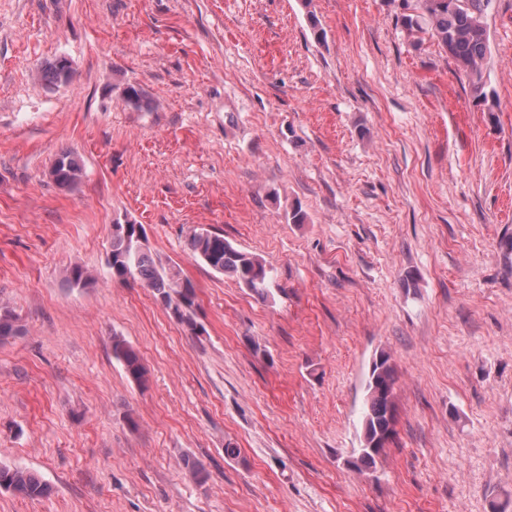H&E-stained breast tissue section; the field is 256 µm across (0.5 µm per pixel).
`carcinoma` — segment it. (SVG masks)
Segmentation results:
<instances>
[{"mask_svg": "<svg viewBox=\"0 0 512 512\" xmlns=\"http://www.w3.org/2000/svg\"><path fill=\"white\" fill-rule=\"evenodd\" d=\"M405 13L398 18L402 28L412 37L427 33L437 41L458 70L468 79L471 92L485 111L496 107L495 93L488 89L483 65L489 53L484 14L490 0H402ZM42 79L53 85L66 84L70 78L62 76L57 60L47 62L42 68ZM127 103L136 110L150 109V102L138 87L129 84L124 88ZM55 182L72 187L83 176V168L70 153L59 155L51 165ZM112 249L108 268L112 279L126 281L139 279L151 289L157 300L166 308L174 309L177 322L191 334L205 332L197 322V292L193 282L180 275L175 267L155 263L147 240H138L125 231L124 224L116 220L111 225ZM195 259L219 274L233 277L257 298L265 301L271 294L273 267L261 256L244 251L224 238V234L208 229L193 231L187 241ZM72 287L84 288L94 281L92 275L80 266L71 268L66 275ZM24 334V325L15 311L0 306V339ZM112 357L121 366L127 378L142 386L146 383V368L140 352L119 336L112 338ZM396 369L389 352L376 354L365 383V397L359 418L362 455L354 465L366 470L376 467L377 460L393 441L396 434L397 407L395 399ZM30 499L49 495L50 486L38 474L20 466L0 465V488Z\"/></svg>", "mask_w": 512, "mask_h": 512, "instance_id": "obj_1", "label": "carcinoma"}]
</instances>
